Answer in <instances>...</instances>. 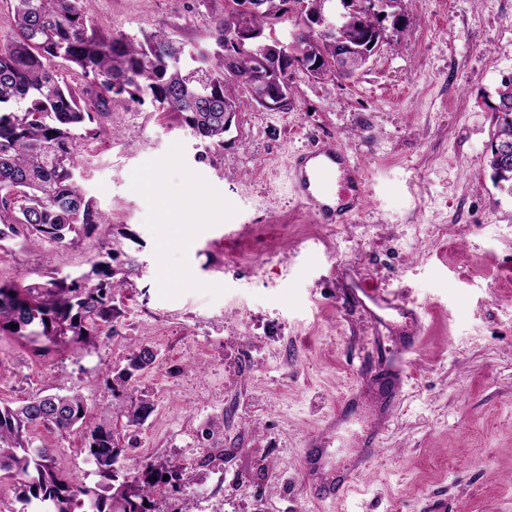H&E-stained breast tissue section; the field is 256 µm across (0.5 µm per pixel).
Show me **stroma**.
<instances>
[{
  "instance_id": "obj_1",
  "label": "stroma",
  "mask_w": 512,
  "mask_h": 512,
  "mask_svg": "<svg viewBox=\"0 0 512 512\" xmlns=\"http://www.w3.org/2000/svg\"><path fill=\"white\" fill-rule=\"evenodd\" d=\"M92 24L136 35L167 23L208 43L224 0H88ZM401 29L354 78L291 74L287 109L239 94L224 146L151 103L116 108L112 131L77 141L79 184L105 224L69 247L21 237L0 280L75 278L112 255L123 269L112 331L89 348L43 351L0 335V404L79 394L108 411L126 472L175 465L158 512H512V196L487 166V108L512 75V0H395ZM337 141L370 202L322 224L293 194L292 156ZM421 314L384 451L345 501L316 497L310 437L375 364L387 337L350 308L342 278ZM156 359L126 396L106 376L132 346ZM151 415L130 427L127 396ZM63 469L102 493L82 431L37 429Z\"/></svg>"
}]
</instances>
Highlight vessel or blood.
Returning a JSON list of instances; mask_svg holds the SVG:
<instances>
[{
	"label": "vessel or blood",
	"mask_w": 512,
	"mask_h": 512,
	"mask_svg": "<svg viewBox=\"0 0 512 512\" xmlns=\"http://www.w3.org/2000/svg\"><path fill=\"white\" fill-rule=\"evenodd\" d=\"M292 181L296 196L307 205L324 224H345L359 213L369 201V191L355 163L344 149L330 139H322L295 155L292 162ZM350 303L361 310L372 322L382 323L384 315H395L401 320L398 327L402 351L414 348V329L420 321L418 311L408 308L399 299L380 288L351 284L347 290ZM404 368L389 363L383 372L363 371L357 387L338 408L330 424L337 436L349 433L356 421L352 404H364L366 390H374L378 398L373 404V417L357 436L361 455L354 468L328 467V450L319 439L310 440L304 456V471L323 482L324 498L345 499L352 481L376 459L383 435V426L402 388Z\"/></svg>",
	"instance_id": "vessel-or-blood-1"
}]
</instances>
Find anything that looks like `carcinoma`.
Wrapping results in <instances>:
<instances>
[{"instance_id":"1","label":"carcinoma","mask_w":512,"mask_h":512,"mask_svg":"<svg viewBox=\"0 0 512 512\" xmlns=\"http://www.w3.org/2000/svg\"><path fill=\"white\" fill-rule=\"evenodd\" d=\"M12 2V32L0 39V248L19 236L71 245L107 222L76 180L75 143L81 129L112 132V106L148 98L209 152L224 146V106L238 107L239 89L263 109L264 101L279 96L278 108L284 109L287 69L311 77L319 68L334 76L337 37H352L353 47L372 56L385 33L377 9L354 10L349 0H224L211 47L189 49L164 24L139 37L103 34L90 21L87 0ZM292 14L300 21L285 40L266 36ZM57 59L80 70L87 87L79 92L60 81L53 68ZM506 91L512 98V76L502 79L497 100L488 105L501 131L512 130V108H500ZM89 123L96 128H87ZM114 276L112 262L103 259L75 279L29 286L0 281V334L42 338L50 346L95 344L114 317ZM154 360L147 348L131 350L126 366L106 381L112 395H123L135 373ZM153 410L147 398L130 400L127 424H142ZM39 426L61 434L83 431L84 451L113 490L110 497L95 498L96 512H156L155 495L175 486L173 470L151 463L131 478L120 475L122 449L108 413L92 414L77 394L39 393L16 407L0 406V471L15 479L16 499L41 512H75L84 489L56 467L50 448L35 444L31 431Z\"/></svg>"}]
</instances>
